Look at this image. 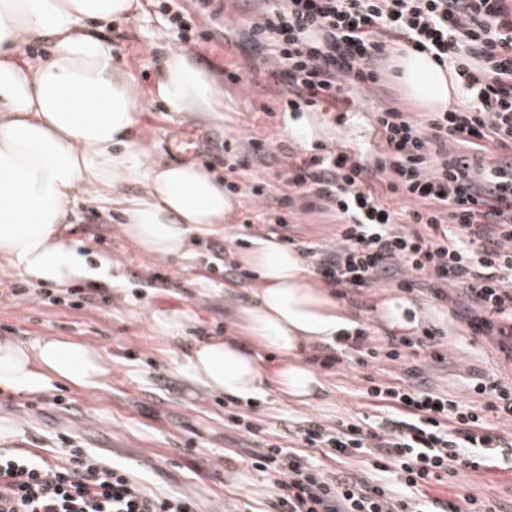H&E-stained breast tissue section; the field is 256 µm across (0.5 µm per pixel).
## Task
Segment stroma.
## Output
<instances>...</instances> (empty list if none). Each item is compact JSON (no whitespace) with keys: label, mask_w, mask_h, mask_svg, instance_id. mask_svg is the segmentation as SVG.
<instances>
[{"label":"stroma","mask_w":512,"mask_h":512,"mask_svg":"<svg viewBox=\"0 0 512 512\" xmlns=\"http://www.w3.org/2000/svg\"><path fill=\"white\" fill-rule=\"evenodd\" d=\"M141 3L134 17L114 22L110 35L125 66L148 88L162 68L163 46L180 41L159 0ZM190 29L209 34L210 39L180 43L187 52L195 54L216 77H223L228 70L240 76L238 82L224 85L229 118L223 126L204 127L165 112L154 102L143 110L141 133L162 159L194 161L219 176H232L240 187L235 209L227 217L223 233L203 238L200 258L162 261L143 253L118 223L100 227V240L89 239L86 225L108 216L110 210L85 200L77 202L70 236L87 242L90 249L110 251L120 264L121 285L105 290L106 301L97 309L49 305L37 298L2 300L0 328H13L15 337L21 339L61 336L97 345L111 355L112 373L90 389L56 382L25 396L0 390V448H45L59 436L74 434L83 446L125 466L155 492L196 497L200 512H261L270 495L267 479L243 463L257 440L227 423V412L262 419L269 432L283 435L284 445L295 448L299 445L296 432L309 418L330 425L353 419L377 422L378 411L361 391L366 376L387 378L394 364L376 361L363 368L345 361L329 370L320 369L326 390L306 403L274 389L249 404L229 403L193 381L185 362L190 339L233 331L235 307L249 300L254 291L253 285H239L230 296L219 278L207 276L212 246L228 236L248 240L251 232L243 223L257 211L249 187L258 166L253 163L227 173L224 138L229 133L246 136L253 132L273 138L278 168L283 167L287 153L314 154L325 146L350 150L369 161L374 156V106L405 107L409 101L393 80L388 56H381L375 63L380 81L363 93L362 106L347 112L311 107L323 133L302 146L284 132V118L277 110L284 87L270 76L262 57L244 43L229 48L235 32L225 31L206 15L195 14ZM258 112L264 118L257 124L253 117ZM336 224L333 213L301 212L289 235L294 247L302 249L333 240ZM152 268L167 276L166 287L142 289L140 280ZM398 293L391 285L372 287L357 298H341L340 303L355 313L372 335L383 336L389 325L379 303L384 296ZM408 298L422 310L424 326L439 333L448 361L437 364L423 354L407 361V368L422 370L433 387L456 397L466 395V383L473 373L493 377L505 371L503 354L456 320L452 304L417 291ZM175 309L189 315L183 342L158 336L151 328L153 312ZM459 482L479 499L512 506V467L508 464L478 472L464 470Z\"/></svg>","instance_id":"1"}]
</instances>
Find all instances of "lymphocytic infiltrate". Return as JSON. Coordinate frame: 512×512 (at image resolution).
<instances>
[{
    "instance_id": "lymphocytic-infiltrate-1",
    "label": "lymphocytic infiltrate",
    "mask_w": 512,
    "mask_h": 512,
    "mask_svg": "<svg viewBox=\"0 0 512 512\" xmlns=\"http://www.w3.org/2000/svg\"><path fill=\"white\" fill-rule=\"evenodd\" d=\"M244 29L286 88L284 103L352 105L359 88L377 83L373 67L387 50L434 57L462 82L466 109L416 117L380 107L374 166L328 150L294 155L287 170L267 169L274 143L250 137L247 151L263 173L250 188L261 202L256 224L287 235L283 211L302 206L333 212L341 241L306 248L338 295L381 282L448 301L458 284L473 302L460 318L477 336L512 341V0H268ZM404 200L387 207L383 196ZM437 333L391 332L372 343L360 329L350 344L361 356L401 364L430 353L445 363ZM475 398L431 387L418 370L370 378L363 394L384 424L316 419L301 427L296 451L275 440L251 450L250 469L268 477V512H497L468 494L441 499L426 488L502 455L497 422L512 423V381L471 378ZM324 458H362L379 475L333 472ZM0 512H198L194 499L158 494L124 467L59 439L48 455L0 448Z\"/></svg>"
}]
</instances>
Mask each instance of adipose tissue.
<instances>
[{"mask_svg":"<svg viewBox=\"0 0 512 512\" xmlns=\"http://www.w3.org/2000/svg\"><path fill=\"white\" fill-rule=\"evenodd\" d=\"M139 0H0V262L30 283L66 288L112 287L107 253L68 237L78 196L120 206L124 233L160 259L189 258L199 237L224 229L235 203L206 167L171 163L140 137L142 92L116 59L106 25L131 15ZM51 43L45 58L26 56L33 42ZM396 79L409 100L442 112L461 98L457 75L430 55L397 50ZM168 112L219 127L224 87L196 56L164 49L150 92ZM143 190L128 193L133 181ZM239 262L258 275L253 298L237 310L238 331L210 336L187 359L195 381L237 401L268 385L303 401L323 388L304 360L313 344L336 345L360 326L303 253L262 234ZM277 353L274 370L264 351ZM112 372L96 345L59 337H0V390L38 392L55 381L93 387Z\"/></svg>","mask_w":512,"mask_h":512,"instance_id":"1","label":"adipose tissue"}]
</instances>
